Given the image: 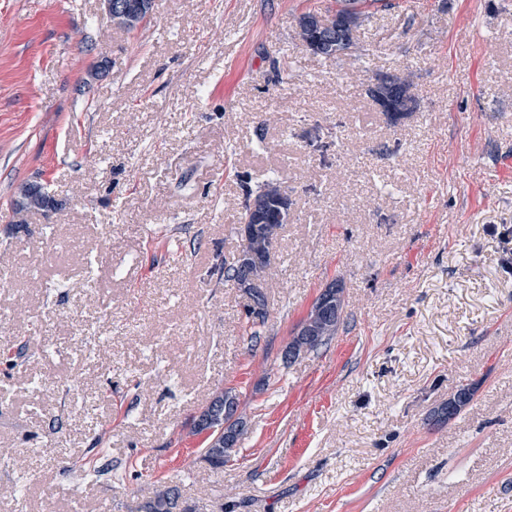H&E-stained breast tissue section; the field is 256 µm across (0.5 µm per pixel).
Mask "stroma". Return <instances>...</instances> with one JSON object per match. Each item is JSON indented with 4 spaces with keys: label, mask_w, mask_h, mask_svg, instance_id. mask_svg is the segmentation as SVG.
I'll use <instances>...</instances> for the list:
<instances>
[{
    "label": "stroma",
    "mask_w": 512,
    "mask_h": 512,
    "mask_svg": "<svg viewBox=\"0 0 512 512\" xmlns=\"http://www.w3.org/2000/svg\"><path fill=\"white\" fill-rule=\"evenodd\" d=\"M333 3L155 0L130 32L102 0H0V512L163 484L194 512H512V0H382L327 59L297 19ZM382 74L420 104L395 126ZM273 174L292 207L253 340L222 268L244 179ZM29 181L59 208L15 212ZM336 278L337 336L283 363ZM222 387L248 430L214 469L189 421ZM95 448L113 482L67 473ZM475 395V389L471 384H459L455 391L448 397V403L433 408L428 417L427 424L431 427H442L467 408Z\"/></svg>",
    "instance_id": "1"
}]
</instances>
